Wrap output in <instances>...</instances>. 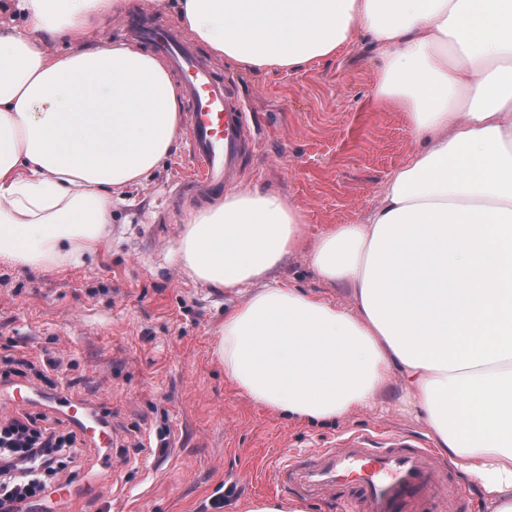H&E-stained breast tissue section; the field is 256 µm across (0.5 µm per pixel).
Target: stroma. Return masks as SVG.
<instances>
[{
  "label": "stroma",
  "mask_w": 512,
  "mask_h": 512,
  "mask_svg": "<svg viewBox=\"0 0 512 512\" xmlns=\"http://www.w3.org/2000/svg\"><path fill=\"white\" fill-rule=\"evenodd\" d=\"M249 114L255 146L234 188L259 186L287 199L313 242L329 225L357 224L380 199L387 176L416 149L405 112L376 101L378 62L366 44L288 72L246 71L211 57ZM185 138L150 176L112 192V231L95 253L49 269L0 265V360H52L60 388L110 414L111 448L81 445L71 478L105 464L88 499L44 512H245L279 499L276 464L286 454L362 430L428 438L431 430L400 391L336 422L289 420L243 396L214 349L236 289L189 277L171 249L190 215L218 205L183 178ZM304 248L277 276L334 304L342 289L321 281ZM245 488L218 502L227 475Z\"/></svg>",
  "instance_id": "obj_1"
}]
</instances>
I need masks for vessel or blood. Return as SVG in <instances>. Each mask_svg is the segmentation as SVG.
Instances as JSON below:
<instances>
[{"label":"vessel or blood","mask_w":512,"mask_h":512,"mask_svg":"<svg viewBox=\"0 0 512 512\" xmlns=\"http://www.w3.org/2000/svg\"><path fill=\"white\" fill-rule=\"evenodd\" d=\"M129 37L148 47L176 77L190 110L186 119L187 164L193 183L205 192L224 189L236 178L248 144L244 112L230 99L209 61L173 23L131 22ZM58 410L93 447L113 445L115 434L85 400L62 392L47 395L28 382L0 389V411L19 403ZM431 451L405 436L383 442L355 433L339 447L289 457L280 466L285 492L307 499L331 492L339 512H435L441 499Z\"/></svg>","instance_id":"1"}]
</instances>
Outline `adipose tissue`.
Masks as SVG:
<instances>
[{"mask_svg": "<svg viewBox=\"0 0 512 512\" xmlns=\"http://www.w3.org/2000/svg\"><path fill=\"white\" fill-rule=\"evenodd\" d=\"M128 0H10L0 24V265L53 268L95 250L111 190L145 178L181 131L177 85L142 47L97 37ZM211 54L300 71L367 42L377 100L417 149L366 222L309 249L337 306L278 280L302 216L246 187L192 214L173 252L193 279L248 295L215 356L241 394L333 421L391 383L461 466L512 512V0H179ZM66 40V53L48 40Z\"/></svg>", "mask_w": 512, "mask_h": 512, "instance_id": "adipose-tissue-1", "label": "adipose tissue"}]
</instances>
